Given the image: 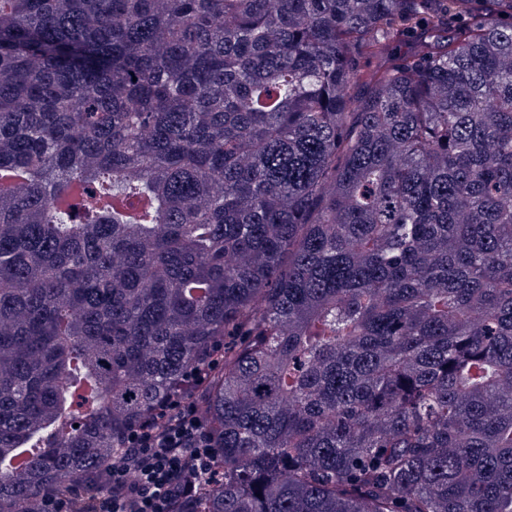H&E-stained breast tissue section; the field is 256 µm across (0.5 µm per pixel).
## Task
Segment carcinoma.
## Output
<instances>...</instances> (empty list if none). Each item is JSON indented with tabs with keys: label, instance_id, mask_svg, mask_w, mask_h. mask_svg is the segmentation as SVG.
Listing matches in <instances>:
<instances>
[{
	"label": "carcinoma",
	"instance_id": "carcinoma-1",
	"mask_svg": "<svg viewBox=\"0 0 512 512\" xmlns=\"http://www.w3.org/2000/svg\"><path fill=\"white\" fill-rule=\"evenodd\" d=\"M0 512L208 348L181 512H512V0H0Z\"/></svg>",
	"mask_w": 512,
	"mask_h": 512
}]
</instances>
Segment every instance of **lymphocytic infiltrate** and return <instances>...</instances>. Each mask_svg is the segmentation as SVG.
<instances>
[{
    "mask_svg": "<svg viewBox=\"0 0 512 512\" xmlns=\"http://www.w3.org/2000/svg\"><path fill=\"white\" fill-rule=\"evenodd\" d=\"M223 362V346L212 345L149 417L126 430L118 462L91 481L75 480L71 498L43 494L35 512H173L193 497L198 481H215V448L191 395Z\"/></svg>",
    "mask_w": 512,
    "mask_h": 512,
    "instance_id": "lymphocytic-infiltrate-1",
    "label": "lymphocytic infiltrate"
}]
</instances>
